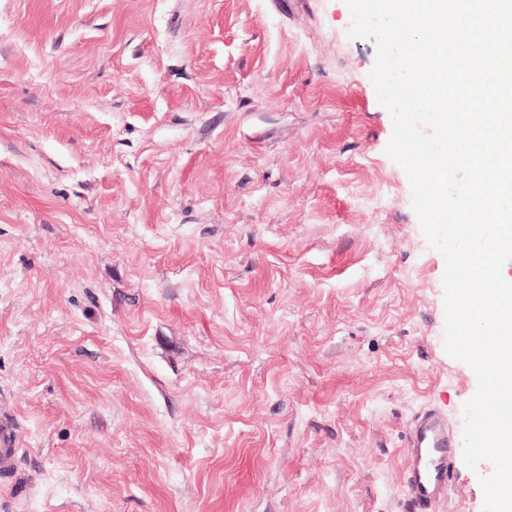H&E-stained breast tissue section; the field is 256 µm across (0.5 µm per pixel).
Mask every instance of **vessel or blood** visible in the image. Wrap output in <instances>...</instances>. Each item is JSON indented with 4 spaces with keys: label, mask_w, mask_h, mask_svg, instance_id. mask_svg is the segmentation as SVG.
<instances>
[{
    "label": "vessel or blood",
    "mask_w": 512,
    "mask_h": 512,
    "mask_svg": "<svg viewBox=\"0 0 512 512\" xmlns=\"http://www.w3.org/2000/svg\"><path fill=\"white\" fill-rule=\"evenodd\" d=\"M20 446L15 425L1 420L0 471L13 468ZM404 449L409 461L404 477V512H434L447 498L457 466L445 415L434 408L418 412L408 427Z\"/></svg>",
    "instance_id": "obj_1"
}]
</instances>
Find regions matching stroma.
<instances>
[{"instance_id": "35a3bbf8", "label": "stroma", "mask_w": 512, "mask_h": 512, "mask_svg": "<svg viewBox=\"0 0 512 512\" xmlns=\"http://www.w3.org/2000/svg\"><path fill=\"white\" fill-rule=\"evenodd\" d=\"M350 22L0 0V512H402L427 406L462 456L477 377ZM21 440L15 425L7 420L0 421V471L14 467L15 458L20 451Z\"/></svg>"}]
</instances>
